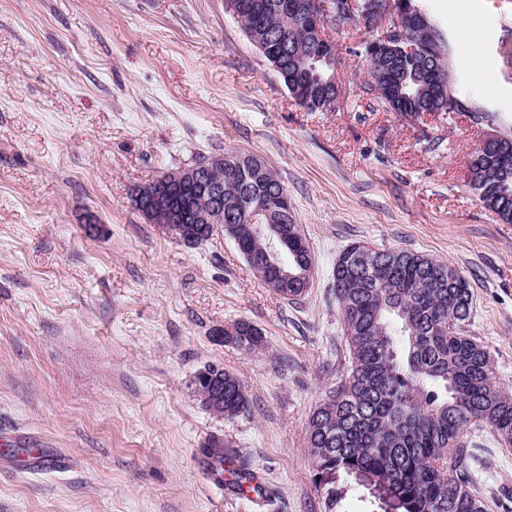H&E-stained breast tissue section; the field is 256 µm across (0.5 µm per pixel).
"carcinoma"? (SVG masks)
I'll use <instances>...</instances> for the list:
<instances>
[{"instance_id": "cac0c4a2", "label": "carcinoma", "mask_w": 512, "mask_h": 512, "mask_svg": "<svg viewBox=\"0 0 512 512\" xmlns=\"http://www.w3.org/2000/svg\"><path fill=\"white\" fill-rule=\"evenodd\" d=\"M238 21L278 75L303 68L317 50L315 40L284 10L287 0H236ZM419 58L391 69L393 85H404L407 111H448V95L418 93L420 67L448 71V47L437 28L417 37ZM331 73L319 64L306 74L297 104L313 110L319 101L333 111L336 88L319 84ZM368 90L385 109L394 97L380 92L375 71L367 67ZM485 173L471 188L482 204L504 224H512V175L503 190L498 170L483 159ZM210 178L224 183V197L208 201L206 217L194 213L187 235L173 233L188 246L211 239L217 225L233 216L240 243L237 249L265 284L288 280L278 288L286 300L302 296L313 259L305 238L287 211L271 220L254 213L268 197L286 187L270 168L256 177L250 155L226 154L205 160ZM282 226L288 245L273 235L254 237L250 224ZM457 271L410 250H383L354 243L342 249L333 268L334 294L343 316L350 349L347 378L330 391L308 423V444L317 471L356 469L388 481L405 512H486L471 489L463 468L459 439L474 420L489 426L512 447V393L496 384L486 349L463 335L461 324L472 308L467 280ZM251 352L264 344L262 331L233 338ZM249 398L240 380L224 373V399L217 414L233 417L247 411ZM207 455L232 461L234 449L212 437Z\"/></svg>"}]
</instances>
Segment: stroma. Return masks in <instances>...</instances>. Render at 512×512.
I'll return each mask as SVG.
<instances>
[{"instance_id":"stroma-1","label":"stroma","mask_w":512,"mask_h":512,"mask_svg":"<svg viewBox=\"0 0 512 512\" xmlns=\"http://www.w3.org/2000/svg\"><path fill=\"white\" fill-rule=\"evenodd\" d=\"M448 44L462 108L413 117L363 91L361 20L326 28L341 94L298 106L224 0H0V439L55 449L65 470L0 473V512H403L370 473L320 478L308 420L349 367L332 270L353 243L406 249L463 275V332L512 391V224L486 209L467 164L487 128L512 135V0H474L505 53L463 65V21L418 0ZM224 153L261 159L288 190L313 255L296 302L268 288L222 233L196 246L132 201L153 176ZM260 328L248 353L214 340ZM214 364L247 412L205 409ZM223 438L263 496L206 473ZM487 512H512V447L482 423L460 439ZM249 322L242 321V324L245 328H249ZM242 324L234 322L233 324L224 325V328L216 329L214 332V337L219 342H230L227 341L226 336H234L233 341L234 344L240 349L251 352L261 348L264 344V336L262 331L257 328L256 333H251L245 331V334L240 335L242 332ZM240 335V336H239Z\"/></svg>"}]
</instances>
